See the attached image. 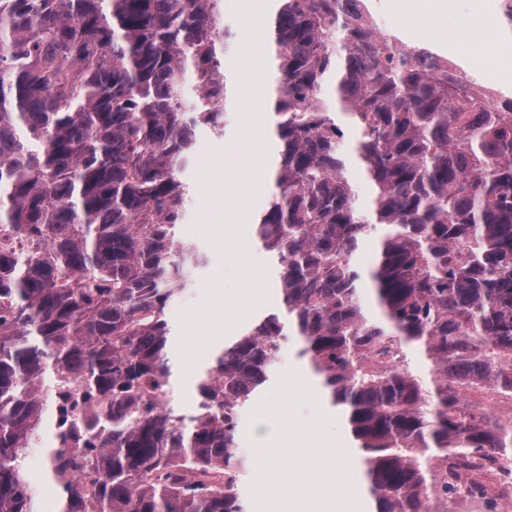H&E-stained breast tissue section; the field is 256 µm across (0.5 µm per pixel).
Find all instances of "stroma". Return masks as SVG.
<instances>
[{
    "instance_id": "1",
    "label": "stroma",
    "mask_w": 512,
    "mask_h": 512,
    "mask_svg": "<svg viewBox=\"0 0 512 512\" xmlns=\"http://www.w3.org/2000/svg\"><path fill=\"white\" fill-rule=\"evenodd\" d=\"M369 9L382 27L406 41L442 49L449 37L468 29L477 12L476 0H455V9L443 25L425 23L405 27L395 0H368ZM265 41L244 46L231 41L224 68L236 94L225 116L223 134L200 130L195 163L183 176L190 194L185 221L187 235L204 262L194 272L192 287L177 293L167 306L173 333L170 357L174 371V400L184 412L197 404V390L190 387L186 359L194 339L208 335L215 320H223L227 338L240 335L264 315L279 311L280 269L252 233L256 216L266 206L269 193L255 185L252 174L261 162L260 143L270 140L269 114L275 86L274 70L257 71L254 57L265 54ZM49 433H42L29 451L25 467L37 497L35 512H54L56 499L47 477Z\"/></svg>"
}]
</instances>
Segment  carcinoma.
<instances>
[{"mask_svg":"<svg viewBox=\"0 0 512 512\" xmlns=\"http://www.w3.org/2000/svg\"><path fill=\"white\" fill-rule=\"evenodd\" d=\"M275 2L280 150L253 229L283 311L224 347L187 415L166 309L201 263L178 233L179 173L199 129L224 133V0H0V512H31L24 459L47 424L78 445L48 452L57 512H249L240 413L290 336L347 417L374 512H449L448 449H512V418L460 401L512 395V119L427 58L395 59L345 0ZM330 78L334 110L318 105ZM352 159L373 185L366 210ZM414 343L431 390L406 364ZM77 468L92 490L62 478ZM200 468L224 484L191 481Z\"/></svg>","mask_w":512,"mask_h":512,"instance_id":"1","label":"carcinoma"}]
</instances>
